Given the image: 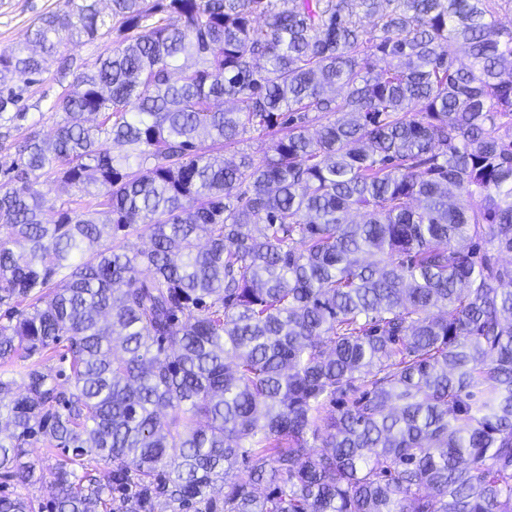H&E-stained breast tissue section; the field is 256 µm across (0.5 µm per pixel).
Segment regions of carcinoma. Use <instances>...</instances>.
Masks as SVG:
<instances>
[{"label":"carcinoma","instance_id":"1","mask_svg":"<svg viewBox=\"0 0 512 512\" xmlns=\"http://www.w3.org/2000/svg\"><path fill=\"white\" fill-rule=\"evenodd\" d=\"M503 1L81 0L0 52L2 113L115 36L0 186V472L63 456L0 512H512ZM250 130L280 136L224 161ZM28 459L36 464L34 480L30 484L22 486L16 478H8L1 475L0 493L22 491L29 494L30 497L46 503L52 498L54 493L53 474L56 471L59 456L55 450L38 443L30 448V454L26 460Z\"/></svg>","mask_w":512,"mask_h":512}]
</instances>
